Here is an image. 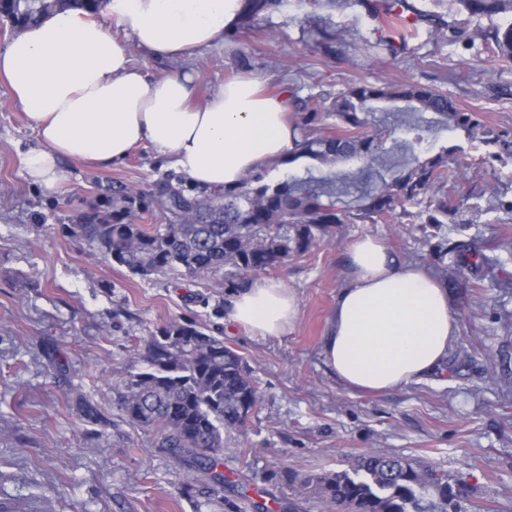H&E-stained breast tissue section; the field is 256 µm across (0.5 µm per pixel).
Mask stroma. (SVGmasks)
Returning <instances> with one entry per match:
<instances>
[{"mask_svg":"<svg viewBox=\"0 0 512 512\" xmlns=\"http://www.w3.org/2000/svg\"><path fill=\"white\" fill-rule=\"evenodd\" d=\"M382 0H283L259 13L237 44L218 42L191 57L155 60L112 18L104 24L148 78L192 73L203 101L239 75L311 106L355 83L419 82L447 92L496 128L512 129V61L493 55L474 31L512 16L472 15L458 0H405L415 26L395 54L376 50ZM449 30L439 38L435 24ZM39 145L24 109L0 82V512H224L203 477L159 453L153 432L127 421L118 388L143 369L131 362L149 336L190 321L243 357L261 399L245 432L224 440V470L246 477L232 493L252 512L257 492L286 512H325L288 475L340 471L365 453L394 454L448 472L465 500L512 512V378L489 357L512 352V257L493 272L445 281L457 333L443 368L427 378L366 394L340 382L325 362L324 340L351 244L379 239L401 261L439 274L420 224H351L291 260L272 280L298 301L296 322L279 337L252 335L228 319L223 275L190 279L179 270L141 277L107 261L71 232L112 208L123 184L153 193L160 184L198 194L149 144L105 165L68 158L46 189L27 179L23 157ZM496 187L512 200V162L469 169L451 192L480 213L446 224L449 241L488 251L512 239V215L489 209Z\"/></svg>","mask_w":512,"mask_h":512,"instance_id":"35a3bbf8","label":"stroma"}]
</instances>
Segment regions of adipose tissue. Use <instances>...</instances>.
<instances>
[{
  "label": "adipose tissue",
  "mask_w": 512,
  "mask_h": 512,
  "mask_svg": "<svg viewBox=\"0 0 512 512\" xmlns=\"http://www.w3.org/2000/svg\"><path fill=\"white\" fill-rule=\"evenodd\" d=\"M244 8V0H111L108 12L149 54L175 58L222 40ZM0 79L41 142L24 158L26 176L48 189L61 158L108 164L145 141L199 188H232L292 152L297 137L288 95L265 94L242 76L196 103L191 74L147 78L103 23L78 12L17 34L0 52ZM348 269L324 340L336 377L380 393L435 372L457 331L447 288L369 236L352 244ZM298 313L287 288L256 280L233 294L229 318L253 335L277 337Z\"/></svg>",
  "instance_id": "adipose-tissue-1"
}]
</instances>
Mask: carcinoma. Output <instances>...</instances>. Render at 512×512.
I'll list each match as a JSON object with an SVG mask.
<instances>
[{
    "label": "carcinoma",
    "instance_id": "cac0c4a2",
    "mask_svg": "<svg viewBox=\"0 0 512 512\" xmlns=\"http://www.w3.org/2000/svg\"><path fill=\"white\" fill-rule=\"evenodd\" d=\"M472 15L512 13V0H458ZM282 0H250L239 34L250 30L260 12L278 8ZM67 9L98 13L97 0H10L8 13L15 27L37 25ZM489 49L512 61V24L488 36ZM377 100H402L412 111L397 117L411 138L398 143L404 157L395 161L386 147L389 128L373 123L366 105ZM431 117H426V114ZM294 127L301 141L298 155L329 168L354 160L365 167H390L391 181L361 194L358 203L336 206L332 176L269 177V171L248 173L238 186L213 191L207 197L187 196L162 186L151 197L168 223L146 228L136 223L133 204L141 199L128 186L114 188L112 218L78 224L74 231L94 244L104 257L139 276L179 268L189 278L224 272V288L232 293L245 287L250 276L288 264L345 224H391L407 218L413 224L464 219L467 198L448 196V182L468 166L471 150L483 149L480 164L512 160V134L491 127L478 112L461 110L443 91L420 83L387 87L359 84L331 99L329 111L297 108ZM334 119L325 124L323 120ZM440 127L463 134L464 142L429 147L415 155L425 134ZM417 208L412 212L407 206ZM438 239L432 243V239ZM439 259L454 255V271L483 269L499 264L495 257L459 243L448 247L439 233L426 239ZM260 400L256 380L224 339L189 321H173L147 343L145 369L130 375L121 388V409L132 423L155 433V447L193 475H208L214 497L230 509L236 505L224 492L236 489L221 469L224 434L246 430ZM298 488L316 495L329 509L348 512H467L457 500L446 473L423 468L399 455L366 454L351 469L305 475Z\"/></svg>",
    "mask_w": 512,
    "mask_h": 512
}]
</instances>
